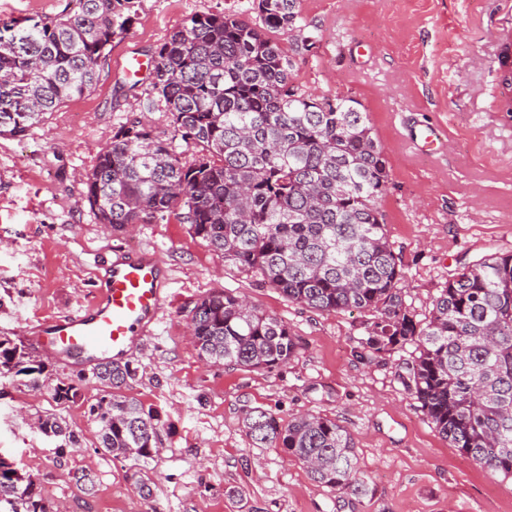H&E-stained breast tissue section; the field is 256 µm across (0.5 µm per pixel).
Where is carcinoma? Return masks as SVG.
<instances>
[{"instance_id":"1","label":"carcinoma","mask_w":512,"mask_h":512,"mask_svg":"<svg viewBox=\"0 0 512 512\" xmlns=\"http://www.w3.org/2000/svg\"><path fill=\"white\" fill-rule=\"evenodd\" d=\"M69 12L0 25V135H25L67 100L91 91L101 59L124 35L139 0H72ZM262 25L202 13L157 48L144 107L164 105L191 158L144 126L121 127L86 177L85 200L114 231L175 217L224 257L288 300L318 312L370 314L364 348L413 343L399 378L450 445L512 480V253L460 267L418 321L406 304L400 258L378 201L390 181L367 113L350 97H318L295 86L292 60L272 30H300L299 0H255ZM189 326L201 358L273 372L296 356L288 323L226 289L200 298ZM0 338V368L18 366L40 387L43 364ZM106 391L89 405L98 449L144 467L165 422L122 393L136 370L97 364ZM256 448H281L331 491L372 494L355 443L335 420L304 414L283 423L262 407L242 409ZM47 436L77 443L54 415ZM72 480L87 496L85 470ZM11 512H50L37 480L0 461V503Z\"/></svg>"}]
</instances>
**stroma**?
<instances>
[{"instance_id": "stroma-1", "label": "stroma", "mask_w": 512, "mask_h": 512, "mask_svg": "<svg viewBox=\"0 0 512 512\" xmlns=\"http://www.w3.org/2000/svg\"><path fill=\"white\" fill-rule=\"evenodd\" d=\"M71 0H0V22L65 13ZM304 39H278L293 83L317 96H347L367 112L390 165L380 208L406 272L405 299L427 315L448 278L487 254L512 252V112L501 109L498 72L512 0H300ZM230 13L258 23L254 0H141L128 34L115 39L90 93L67 101L22 137L0 135V337L33 352L37 320L77 311L92 295V272L112 246L156 249L174 270L172 300L155 336L127 360L137 370L126 393L157 408L168 426L147 473L97 451L87 413L99 383L91 368L44 359L39 389L0 374V460L40 481L44 498L66 512H512V481L452 448L403 386L399 365L414 345L364 349L365 314L319 313L225 266L221 255L176 220L112 233L84 198L85 177L121 125L137 122L178 140L167 112H146L148 79L120 63L151 58L192 15ZM314 48H307V41ZM448 129V146L412 154L409 130ZM229 289L288 323L300 348L270 372L199 359L189 312L211 291ZM72 385L73 399L53 389ZM289 421L304 413L345 427L373 494L319 487L279 448L253 447L243 406ZM48 413L80 438L58 450L33 428ZM89 471L94 496L72 481ZM151 495H143L141 482Z\"/></svg>"}]
</instances>
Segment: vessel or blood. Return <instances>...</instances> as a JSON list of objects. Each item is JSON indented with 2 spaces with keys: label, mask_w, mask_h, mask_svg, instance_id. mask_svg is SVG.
<instances>
[{
  "label": "vessel or blood",
  "mask_w": 512,
  "mask_h": 512,
  "mask_svg": "<svg viewBox=\"0 0 512 512\" xmlns=\"http://www.w3.org/2000/svg\"><path fill=\"white\" fill-rule=\"evenodd\" d=\"M445 138V129L430 125L413 134L410 144L417 153L431 154ZM94 277L98 287L86 305L34 326L33 343L39 351L89 363L121 360L162 321L172 293L157 251L114 247L111 260L99 265Z\"/></svg>",
  "instance_id": "b4317fda"
}]
</instances>
